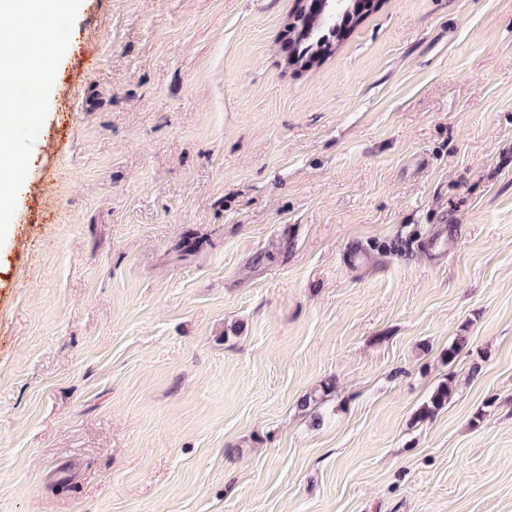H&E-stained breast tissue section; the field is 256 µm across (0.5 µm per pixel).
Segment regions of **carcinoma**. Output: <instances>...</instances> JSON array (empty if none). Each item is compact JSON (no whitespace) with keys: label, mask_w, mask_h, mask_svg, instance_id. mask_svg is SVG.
Instances as JSON below:
<instances>
[{"label":"carcinoma","mask_w":512,"mask_h":512,"mask_svg":"<svg viewBox=\"0 0 512 512\" xmlns=\"http://www.w3.org/2000/svg\"><path fill=\"white\" fill-rule=\"evenodd\" d=\"M301 6L295 21L290 25L292 44L291 63L307 66L332 48L328 41L331 36H339L347 27L354 25L365 8L363 0H345L341 9L332 19L321 17L317 7L319 0H299ZM452 388L442 384L434 391L429 402L424 404L417 418L423 419L443 408L448 402Z\"/></svg>","instance_id":"carcinoma-1"}]
</instances>
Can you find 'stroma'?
Returning a JSON list of instances; mask_svg holds the SVG:
<instances>
[{
    "label": "stroma",
    "mask_w": 512,
    "mask_h": 512,
    "mask_svg": "<svg viewBox=\"0 0 512 512\" xmlns=\"http://www.w3.org/2000/svg\"><path fill=\"white\" fill-rule=\"evenodd\" d=\"M295 9L82 0L0 247V512H512V0H375L306 69Z\"/></svg>",
    "instance_id": "35a3bbf8"
}]
</instances>
